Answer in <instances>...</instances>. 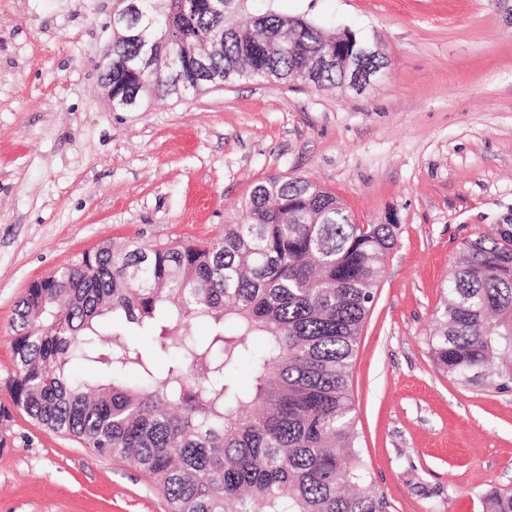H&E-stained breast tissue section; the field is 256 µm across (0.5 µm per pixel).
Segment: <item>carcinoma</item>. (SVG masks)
<instances>
[{"label": "carcinoma", "mask_w": 512, "mask_h": 512, "mask_svg": "<svg viewBox=\"0 0 512 512\" xmlns=\"http://www.w3.org/2000/svg\"><path fill=\"white\" fill-rule=\"evenodd\" d=\"M247 0H112V110L217 78L336 87V33ZM327 54L331 65L313 69ZM398 225L357 224L301 179L257 184L236 224L201 244L104 243L30 283L16 306L13 410L148 474L170 512H384L358 447L350 376ZM112 315V332L100 319ZM209 321L208 336L194 324ZM141 332L155 337L144 349ZM433 360L464 387L512 388V240L456 260ZM248 369L251 383L238 374ZM512 512V490L479 493Z\"/></svg>", "instance_id": "1"}]
</instances>
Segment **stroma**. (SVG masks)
<instances>
[{
  "instance_id": "1",
  "label": "stroma",
  "mask_w": 512,
  "mask_h": 512,
  "mask_svg": "<svg viewBox=\"0 0 512 512\" xmlns=\"http://www.w3.org/2000/svg\"><path fill=\"white\" fill-rule=\"evenodd\" d=\"M350 30L388 65L363 93L278 81L113 111L112 0H0V406L15 305L103 242H204L271 176L313 182L395 246L353 359L364 461L386 512H482L512 488V390L443 374L428 336L465 243L512 238V27L495 0H250ZM134 468L13 417L0 512H168ZM484 512H512V490L490 485L479 493Z\"/></svg>"
}]
</instances>
